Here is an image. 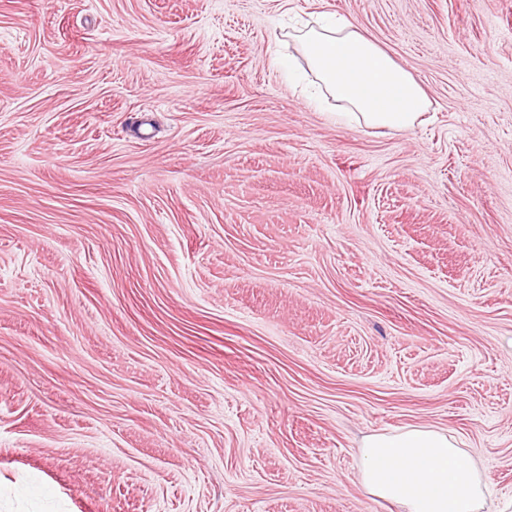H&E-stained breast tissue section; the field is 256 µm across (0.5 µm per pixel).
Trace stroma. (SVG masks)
Instances as JSON below:
<instances>
[{
	"mask_svg": "<svg viewBox=\"0 0 512 512\" xmlns=\"http://www.w3.org/2000/svg\"><path fill=\"white\" fill-rule=\"evenodd\" d=\"M326 13L416 125L289 83ZM410 427L512 500V0H0V512H397Z\"/></svg>",
	"mask_w": 512,
	"mask_h": 512,
	"instance_id": "1",
	"label": "stroma"
}]
</instances>
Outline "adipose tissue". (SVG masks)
<instances>
[{"instance_id": "adipose-tissue-1", "label": "adipose tissue", "mask_w": 512, "mask_h": 512, "mask_svg": "<svg viewBox=\"0 0 512 512\" xmlns=\"http://www.w3.org/2000/svg\"><path fill=\"white\" fill-rule=\"evenodd\" d=\"M299 49L347 119L391 129L412 127L428 103L417 82L354 23L338 17L296 31ZM363 488L402 512H483L479 461L450 433L407 428L374 434L361 448Z\"/></svg>"}]
</instances>
